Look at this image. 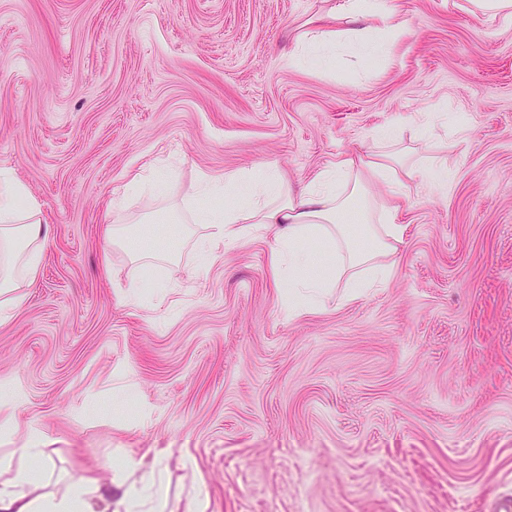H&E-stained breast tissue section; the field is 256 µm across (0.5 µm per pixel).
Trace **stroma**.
Segmentation results:
<instances>
[{
	"instance_id": "obj_1",
	"label": "stroma",
	"mask_w": 512,
	"mask_h": 512,
	"mask_svg": "<svg viewBox=\"0 0 512 512\" xmlns=\"http://www.w3.org/2000/svg\"><path fill=\"white\" fill-rule=\"evenodd\" d=\"M387 58L300 40L341 0H0V172L41 205L43 261L0 321L14 432L46 439L43 489H107L112 456H167L172 512H507L512 507V22L463 0H389ZM469 119L457 132L450 116ZM431 125L430 140L418 131ZM448 167L355 300L294 305L252 232L129 299L109 248L205 176L305 184L378 130ZM163 167L160 193L124 192ZM194 457L196 470L182 468Z\"/></svg>"
}]
</instances>
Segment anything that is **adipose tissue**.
Masks as SVG:
<instances>
[{
	"instance_id": "ef3b65f1",
	"label": "adipose tissue",
	"mask_w": 512,
	"mask_h": 512,
	"mask_svg": "<svg viewBox=\"0 0 512 512\" xmlns=\"http://www.w3.org/2000/svg\"><path fill=\"white\" fill-rule=\"evenodd\" d=\"M377 21L388 25L389 37L366 40V25ZM314 24L316 39L344 40L370 56L387 53L393 41L411 31L409 19L388 8L386 0H342ZM432 177L440 185L448 183L447 169L431 162L411 164L389 151L346 154L298 190L274 169L258 180L203 177L169 215L174 224L207 226V234L195 241L206 260L237 243L244 225H258L273 232V274L299 302H322L327 288L338 281L355 299L390 274L378 258L394 249L405 231L397 222V199L410 197ZM376 181L389 184L388 200L378 201L371 192ZM43 233L40 206L28 187L1 174L0 319L16 305L18 289L36 280ZM13 458L0 457V512H85L90 487L77 482L59 495L40 492L38 471L14 464ZM141 466L135 456L114 457L107 491L112 512H166L164 467L145 472Z\"/></svg>"
}]
</instances>
